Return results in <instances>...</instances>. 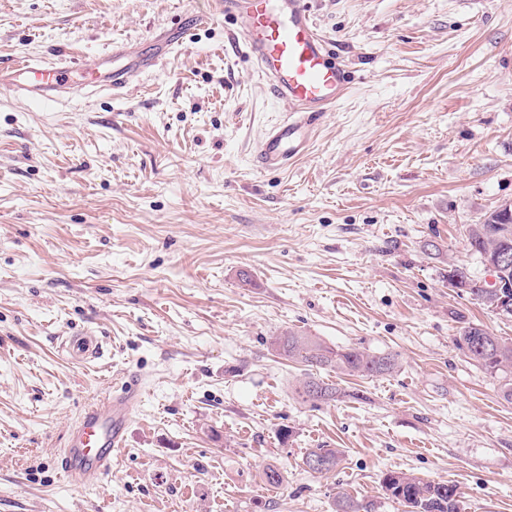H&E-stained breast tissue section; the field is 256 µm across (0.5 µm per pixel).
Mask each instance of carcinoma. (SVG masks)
<instances>
[{
    "instance_id": "1",
    "label": "carcinoma",
    "mask_w": 512,
    "mask_h": 512,
    "mask_svg": "<svg viewBox=\"0 0 512 512\" xmlns=\"http://www.w3.org/2000/svg\"><path fill=\"white\" fill-rule=\"evenodd\" d=\"M467 242L479 255L493 254L504 248L512 251V217L505 221L490 216L482 224L467 227ZM459 280L448 278L453 288H464L490 310L495 298L486 288L487 282L475 278L467 268L455 266ZM456 344L478 366L497 375L512 369V341L492 334L481 325L469 323L460 327ZM272 346L279 355L308 366L335 367L351 375L374 377L387 374L395 367L391 355H376L357 348L332 349L308 336L288 332L277 336ZM298 397L313 407L336 400L341 392L336 386L314 376L305 377L296 389ZM340 463L336 448H315L303 457V464L315 473L328 472ZM386 494L399 501L408 512H459L461 492L455 484L426 481L403 472L391 471L383 477ZM336 512H372L363 504L342 493L336 499Z\"/></svg>"
}]
</instances>
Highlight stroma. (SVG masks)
<instances>
[{
	"label": "stroma",
	"instance_id": "35a3bbf8",
	"mask_svg": "<svg viewBox=\"0 0 512 512\" xmlns=\"http://www.w3.org/2000/svg\"><path fill=\"white\" fill-rule=\"evenodd\" d=\"M307 7L352 83L284 169L253 155L289 106L219 15L117 96L0 85V512H335L341 493L404 512L389 471L512 512V403L456 345L470 323L512 340V318L447 278L491 280L466 229L512 201V0ZM210 8L0 0V65L146 52ZM288 330L397 367L323 370L346 395L311 408L270 346ZM88 334L98 355L71 358ZM136 379L111 476L71 486L69 425ZM314 448L340 464L308 471ZM340 452L336 448H315L309 450L303 457V464L315 473L328 472L339 465ZM317 463L322 467H314Z\"/></svg>",
	"mask_w": 512,
	"mask_h": 512
}]
</instances>
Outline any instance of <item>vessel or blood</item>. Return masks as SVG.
Here are the masks:
<instances>
[{
  "label": "vessel or blood",
  "mask_w": 512,
  "mask_h": 512,
  "mask_svg": "<svg viewBox=\"0 0 512 512\" xmlns=\"http://www.w3.org/2000/svg\"><path fill=\"white\" fill-rule=\"evenodd\" d=\"M217 13L240 24L246 54L265 78L276 99L290 111L262 137L253 158L256 170L288 167L305 154L319 121L345 95L350 73L332 60L306 0H213ZM209 15L196 14L183 26L154 42L150 52L134 55L132 46L111 50L72 66L66 58L50 61L29 58L0 68V83L32 101L48 102L76 92L120 94L133 70H145L181 46L194 28L207 24ZM141 401L138 384L108 393L86 404L78 421L66 433L61 462L70 484L84 488L99 484L122 451L126 424Z\"/></svg>",
  "instance_id": "vessel-or-blood-1"
}]
</instances>
